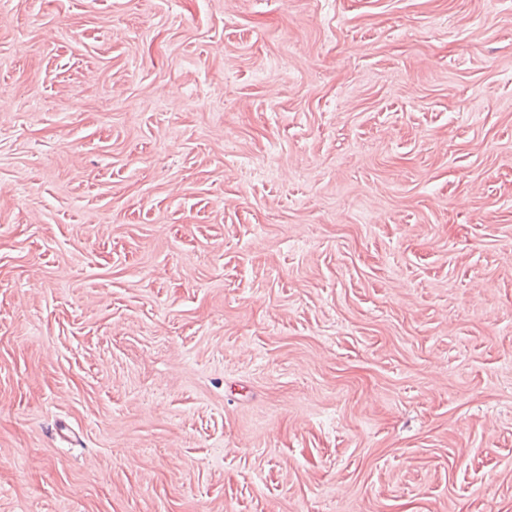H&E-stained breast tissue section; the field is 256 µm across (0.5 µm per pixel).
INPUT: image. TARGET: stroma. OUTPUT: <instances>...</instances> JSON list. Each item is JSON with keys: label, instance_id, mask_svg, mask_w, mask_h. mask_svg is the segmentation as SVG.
<instances>
[{"label": "stroma", "instance_id": "stroma-1", "mask_svg": "<svg viewBox=\"0 0 512 512\" xmlns=\"http://www.w3.org/2000/svg\"><path fill=\"white\" fill-rule=\"evenodd\" d=\"M0 512H512V0H0Z\"/></svg>", "mask_w": 512, "mask_h": 512}]
</instances>
